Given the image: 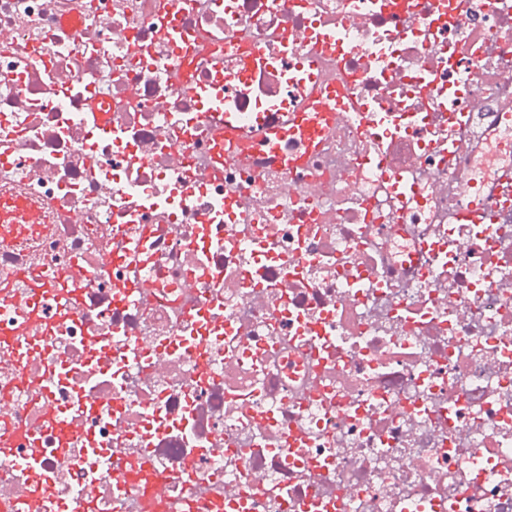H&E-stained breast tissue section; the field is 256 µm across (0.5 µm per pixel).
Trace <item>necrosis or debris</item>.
Returning a JSON list of instances; mask_svg holds the SVG:
<instances>
[{
  "instance_id": "4bbe7bcc",
  "label": "necrosis or debris",
  "mask_w": 512,
  "mask_h": 512,
  "mask_svg": "<svg viewBox=\"0 0 512 512\" xmlns=\"http://www.w3.org/2000/svg\"><path fill=\"white\" fill-rule=\"evenodd\" d=\"M509 31L512 0H0V192L36 217L0 224L5 512H142L117 448L191 512H512ZM313 48L364 116L207 173L201 96L254 122Z\"/></svg>"
}]
</instances>
